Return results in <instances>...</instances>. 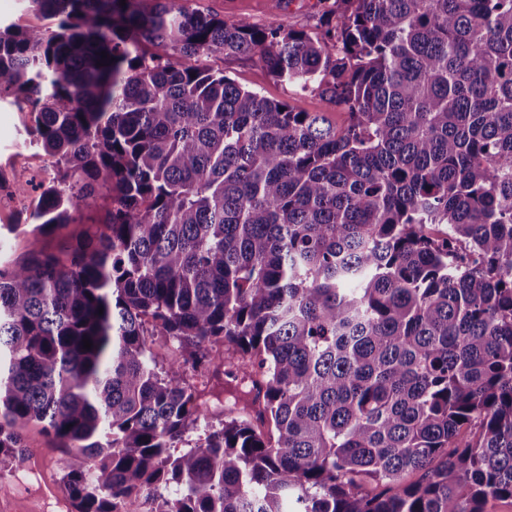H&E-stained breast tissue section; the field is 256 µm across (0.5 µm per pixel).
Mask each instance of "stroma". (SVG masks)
Here are the masks:
<instances>
[{
    "instance_id": "obj_1",
    "label": "stroma",
    "mask_w": 512,
    "mask_h": 512,
    "mask_svg": "<svg viewBox=\"0 0 512 512\" xmlns=\"http://www.w3.org/2000/svg\"><path fill=\"white\" fill-rule=\"evenodd\" d=\"M191 7L224 17L232 23L245 18L261 27H281L315 33V24L328 5L326 0H191ZM206 63L223 70L241 87L260 92L273 101H283L305 112L326 113L337 128H344L348 116L342 108L318 94L280 82L268 74L258 58L210 57ZM30 124L27 110L13 97H0V256L17 262L31 253L47 249L62 251L76 238L96 231L105 219V206L75 213L71 224L47 235L8 232V225L25 223L37 197L35 184L51 180L57 173L53 157L31 144L26 133ZM26 443L38 449L35 459L0 474V499L14 512H69L60 493L62 467L71 461L67 450L44 435L35 425L23 432Z\"/></svg>"
}]
</instances>
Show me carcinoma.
<instances>
[{
    "label": "carcinoma",
    "instance_id": "obj_1",
    "mask_svg": "<svg viewBox=\"0 0 512 512\" xmlns=\"http://www.w3.org/2000/svg\"><path fill=\"white\" fill-rule=\"evenodd\" d=\"M28 2L55 23L0 26V95L58 165L30 232L110 206L0 262V474L36 423L82 458L74 512L512 503V0H334L315 38L186 0ZM215 54L346 127L185 64ZM151 336L178 343L164 369ZM217 344L276 438L206 422L187 377ZM189 64L224 70V75L243 88L258 91L273 101L288 102L296 110L326 112L329 121L338 129L347 125L348 116L345 110L328 103L317 93L303 92L295 86L274 79L257 57H210L199 61L192 60Z\"/></svg>",
    "mask_w": 512,
    "mask_h": 512
}]
</instances>
